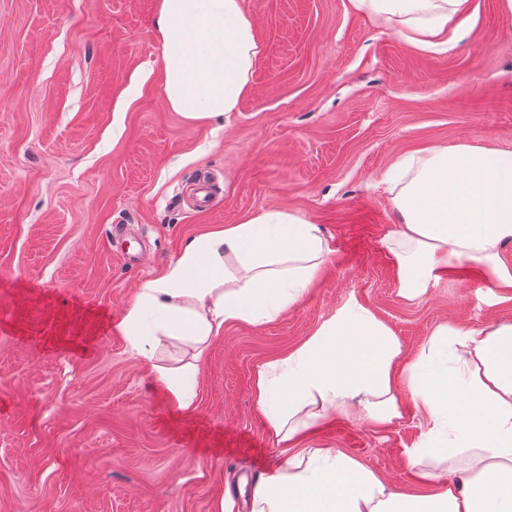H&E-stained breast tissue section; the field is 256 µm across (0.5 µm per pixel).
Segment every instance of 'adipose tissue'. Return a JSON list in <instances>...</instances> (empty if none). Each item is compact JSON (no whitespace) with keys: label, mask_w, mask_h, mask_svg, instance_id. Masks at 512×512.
Listing matches in <instances>:
<instances>
[{"label":"adipose tissue","mask_w":512,"mask_h":512,"mask_svg":"<svg viewBox=\"0 0 512 512\" xmlns=\"http://www.w3.org/2000/svg\"><path fill=\"white\" fill-rule=\"evenodd\" d=\"M396 26L419 49L440 51L469 20L471 0H349ZM163 95L172 111L204 121L235 111L263 49L243 0H158ZM400 220L387 241L402 297L424 295L453 264L483 267L512 288L500 251L512 241V151L478 143L433 146L385 174ZM328 250L317 225L271 209L188 240L158 277L140 284L116 325L131 350L153 360L170 339L194 350L177 369L154 367L179 409L195 407V383L210 340L228 323L257 325L297 302ZM393 331L348 299L281 371L257 374L254 397L268 428L293 442L338 410L358 405L384 423L398 417ZM412 397L430 425L408 461L470 452L457 488L425 495L387 491L357 460L324 448L293 457L255 488L252 512H512V325L440 326L410 366Z\"/></svg>","instance_id":"1"}]
</instances>
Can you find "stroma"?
<instances>
[{"label":"stroma","instance_id":"35a3bbf8","mask_svg":"<svg viewBox=\"0 0 512 512\" xmlns=\"http://www.w3.org/2000/svg\"><path fill=\"white\" fill-rule=\"evenodd\" d=\"M244 8L263 46L250 89L235 112L190 122L164 100L157 0H0V512H250L246 472L316 448L391 491L459 477L460 459L408 462L428 424L408 368L438 326L512 324V292L464 261L401 297L383 176L434 145L512 151V14L472 0L469 29L429 52L348 0ZM272 208L317 224L326 260L274 320L225 325L180 410L115 325L188 239ZM352 297L401 343L399 418L350 408L277 443L258 370Z\"/></svg>","mask_w":512,"mask_h":512}]
</instances>
